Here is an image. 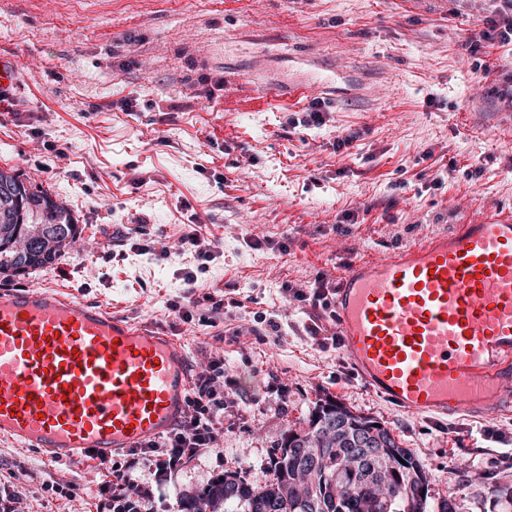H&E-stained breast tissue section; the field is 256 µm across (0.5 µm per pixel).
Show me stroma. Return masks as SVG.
<instances>
[{
	"instance_id": "35a3bbf8",
	"label": "stroma",
	"mask_w": 512,
	"mask_h": 512,
	"mask_svg": "<svg viewBox=\"0 0 512 512\" xmlns=\"http://www.w3.org/2000/svg\"><path fill=\"white\" fill-rule=\"evenodd\" d=\"M489 0H0V54L19 63L0 106V169L65 202L76 247L0 289L48 286L224 363V439L155 491L180 512L218 475L270 477L288 429L332 399L386 423L433 499L502 512L512 408L417 416L308 335L284 291L333 283L458 224L512 219V45L470 52ZM318 86L327 114L304 125ZM281 101L266 105V90ZM352 135L336 149L338 138ZM215 257L198 270L185 225ZM167 257H159V250ZM195 272L187 282L186 272ZM224 303L207 322L204 295ZM192 306L183 323L172 302ZM281 325L272 334L268 318ZM469 461L450 471L455 459ZM98 463H49L0 440L18 512H97ZM54 480L74 496L45 492Z\"/></svg>"
}]
</instances>
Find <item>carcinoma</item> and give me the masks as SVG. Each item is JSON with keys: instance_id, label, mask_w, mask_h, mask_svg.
<instances>
[{"instance_id": "cac0c4a2", "label": "carcinoma", "mask_w": 512, "mask_h": 512, "mask_svg": "<svg viewBox=\"0 0 512 512\" xmlns=\"http://www.w3.org/2000/svg\"><path fill=\"white\" fill-rule=\"evenodd\" d=\"M79 239L71 211L0 170V274L43 268ZM272 477L262 485L236 475L185 496V512H456L429 496L430 481L392 430L327 400L302 430H288Z\"/></svg>"}]
</instances>
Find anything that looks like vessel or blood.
<instances>
[{
    "label": "vessel or blood",
    "instance_id": "1",
    "mask_svg": "<svg viewBox=\"0 0 512 512\" xmlns=\"http://www.w3.org/2000/svg\"><path fill=\"white\" fill-rule=\"evenodd\" d=\"M332 307L351 363L400 409L512 407V222L355 261ZM188 387L173 337L50 288L0 291V439L108 460L178 424Z\"/></svg>",
    "mask_w": 512,
    "mask_h": 512
}]
</instances>
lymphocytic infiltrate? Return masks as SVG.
<instances>
[{
  "instance_id": "1",
  "label": "lymphocytic infiltrate",
  "mask_w": 512,
  "mask_h": 512,
  "mask_svg": "<svg viewBox=\"0 0 512 512\" xmlns=\"http://www.w3.org/2000/svg\"><path fill=\"white\" fill-rule=\"evenodd\" d=\"M293 296L311 308L309 335H326V325L334 321L335 312L323 279H316L311 291L297 290ZM223 431L224 365L211 360L192 375L186 411L177 427L161 440H150L130 449L118 459L110 479L99 484L97 493L104 500V512H148L152 486L139 483L138 469L148 468L153 485H167L190 462L219 448Z\"/></svg>"
}]
</instances>
